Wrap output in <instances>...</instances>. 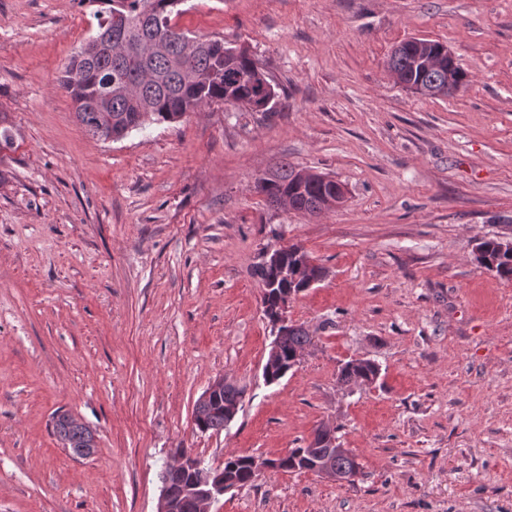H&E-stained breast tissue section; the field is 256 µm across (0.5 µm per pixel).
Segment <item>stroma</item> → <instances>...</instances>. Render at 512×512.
<instances>
[{
    "mask_svg": "<svg viewBox=\"0 0 512 512\" xmlns=\"http://www.w3.org/2000/svg\"><path fill=\"white\" fill-rule=\"evenodd\" d=\"M192 36L245 46L279 103L221 102L101 141L60 79L96 32L78 0H0V512H156L183 448L212 467L335 426L354 483L268 470L212 512H512V282L474 259L512 236V0H183ZM446 43L469 83L420 97L387 70ZM347 189L311 216L269 204L282 163ZM301 244L325 279L291 316L313 338L278 383L262 252ZM355 357L381 369L338 383ZM245 392L221 432L195 403ZM64 410L96 434L74 456ZM227 386L235 385L224 380V378H218L206 388L199 398L198 405H206L198 410L196 404L194 412L195 425L201 432H219L224 430V406L234 405L238 399H241L242 401L241 394L243 391L237 387L224 390V387ZM221 391L224 392H222L214 401L210 402L212 396L215 393H220ZM239 405L240 403H237L236 405L225 409L226 427L235 419ZM56 421L57 417L53 419V425H55ZM54 433L59 441L61 443L65 442L72 451L80 449L78 454H76L77 456L85 459L94 457L97 448H93L92 444L91 448H85L87 432L84 424L73 425L68 419H59L54 426Z\"/></svg>",
    "mask_w": 512,
    "mask_h": 512,
    "instance_id": "stroma-1",
    "label": "stroma"
}]
</instances>
